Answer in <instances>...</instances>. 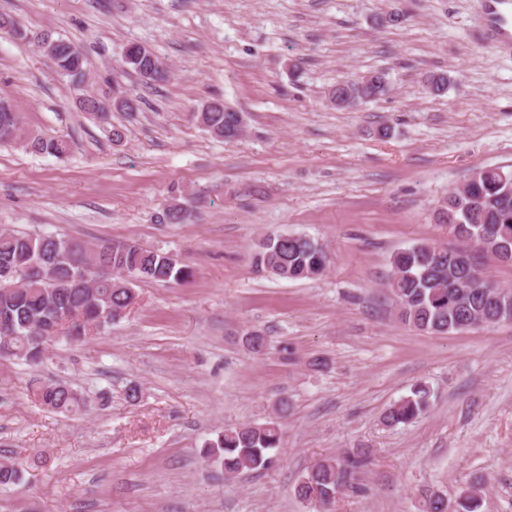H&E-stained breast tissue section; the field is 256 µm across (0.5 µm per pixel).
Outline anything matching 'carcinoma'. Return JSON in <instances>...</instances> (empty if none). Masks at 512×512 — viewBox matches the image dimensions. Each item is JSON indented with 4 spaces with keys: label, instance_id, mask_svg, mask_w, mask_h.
Here are the masks:
<instances>
[{
    "label": "carcinoma",
    "instance_id": "cac0c4a2",
    "mask_svg": "<svg viewBox=\"0 0 512 512\" xmlns=\"http://www.w3.org/2000/svg\"><path fill=\"white\" fill-rule=\"evenodd\" d=\"M0 33L20 39L27 33L11 15L0 13ZM49 55L57 73L80 86L89 59L84 49L68 40L53 38ZM123 63L150 84L164 82L170 75L158 57H140L137 43L129 44ZM424 89L433 95L448 90V76L431 73ZM390 93L384 71H372L354 80L333 85L326 101L343 110L380 99ZM79 108L99 114L113 109L110 102L92 95L78 97ZM237 110L220 100L202 105L197 113L199 123L213 136L233 140L243 127L232 128ZM21 141L35 154L65 157L71 150L68 141L49 135L22 137V115L7 102L0 101V143ZM475 193L483 202L471 207L462 192L455 188L437 201V219L452 225L457 245L438 248L430 241H418L395 251L391 258L390 292L397 305L398 320L411 328L429 334L462 331L461 323L475 315L488 318L493 308L482 297L465 293L454 301L455 291L448 282V263L455 264L456 281L470 276L482 254L498 257L500 244L512 238V175L501 180L489 173L479 182ZM188 216V206L172 201L156 215L159 224H180ZM325 251L322 244L298 234L285 238L273 234L261 239L253 253L257 271L270 277L291 281L313 280L324 274ZM36 270L19 288L0 286V315L9 317L13 335L0 338V358H14L30 364L41 359L51 343L84 341L112 326L127 310L138 304L139 293L134 281L180 283L192 276L189 266L180 264L168 254L132 240L118 247L104 241L90 246L76 237L0 232V268ZM33 398L46 408L69 413L79 400L73 390L60 382L39 383ZM430 407V390L419 384L411 395L392 404L381 422L387 427L410 423L423 416ZM288 412V403L280 402L276 417L260 424H247L224 429L208 444L206 457L233 478L245 471L266 469L271 464L268 451L281 447L279 418ZM369 460V451L357 448L336 458L315 462L301 476L296 496L309 504L325 507L343 491L360 493L358 474ZM22 470L15 463L0 462V485L18 484ZM483 485L466 483L452 503L453 512H478ZM449 507L436 498V492L422 493L420 512H448Z\"/></svg>",
    "mask_w": 512,
    "mask_h": 512
}]
</instances>
